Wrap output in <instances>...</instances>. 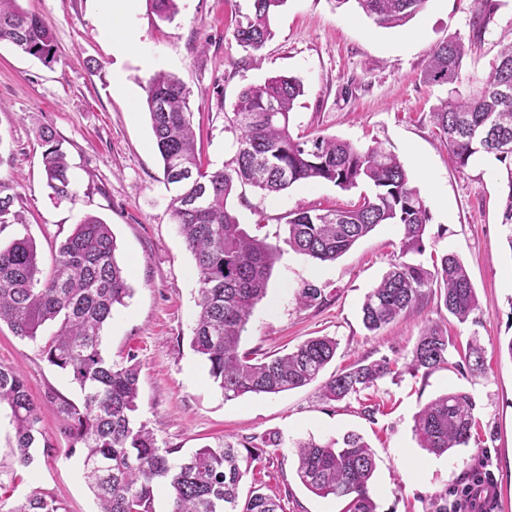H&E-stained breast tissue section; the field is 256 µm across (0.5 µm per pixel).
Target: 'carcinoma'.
Wrapping results in <instances>:
<instances>
[{
	"mask_svg": "<svg viewBox=\"0 0 512 512\" xmlns=\"http://www.w3.org/2000/svg\"><path fill=\"white\" fill-rule=\"evenodd\" d=\"M354 1L381 28L406 24L427 0H335L341 7ZM162 21L178 14V0H147ZM287 0H253V9L238 22L240 46L259 52L272 36V20ZM494 0H476L474 38L450 36L432 51L424 71L431 85H449L448 96L433 109V120L459 170L483 152L504 166L505 205L502 223L512 225V42L503 44L485 77L472 79L463 94L459 82L465 57L475 38L493 20ZM49 65L56 58L53 29L20 0H0V42ZM146 106L152 133L163 162L164 181L172 192L169 207L187 249L195 259L198 312L191 346L208 366L224 398L278 394L318 379L335 357L336 340L310 338L282 355L258 356L240 350L242 333L253 309L267 295L279 249L248 234L228 207L237 186L250 185L267 195L295 184L324 182L350 191L364 182L371 194L359 196L346 208L299 207L288 213L287 243L295 252L319 262L334 261L380 224L403 227L401 255L422 253L429 221L424 200L410 185L404 164L377 145L361 150L352 143L324 135L293 137L290 113L304 94L302 80L275 76L240 91L232 111L224 113L237 132V150L223 168L205 165L196 148L190 90L175 76L156 72L149 79ZM47 185L57 198L73 196L65 154L53 133H42ZM0 179V224L8 223L15 195ZM116 238L110 225L87 215L58 246L48 273L40 268L34 242L23 237L0 247V324L14 335L36 340L40 330L54 326L42 352L47 361L67 372L81 393L77 402L54 390L43 403L64 420L69 454H79L83 476L100 512H155L159 487L168 489L170 512H282L280 499L251 487L241 495L248 476L256 475L267 448L224 440L205 445L177 463L171 450L157 444L155 433L136 422L139 373L134 365H118L104 357L102 331L132 289L115 257ZM428 296L464 323L477 308L475 288L463 261L454 253L432 259V268L398 261L366 295L362 323L371 334ZM455 341L441 326L422 329L405 371L426 378L448 364ZM463 362L468 372H484L483 349L469 343ZM394 373L387 359L359 362L332 375L322 386L329 401L357 395ZM11 410L15 428L12 455L22 467L34 461V451L49 455L55 446L42 425L41 405L28 392L23 377L0 365V405ZM475 403L460 391L443 393L425 404L415 417L420 447L441 455L468 447L475 425ZM296 474L312 493L333 496L340 512H379L370 494L376 462L371 447L357 433L327 442L312 438L295 444ZM57 501L34 492L9 506L0 495V512H60Z\"/></svg>",
	"mask_w": 512,
	"mask_h": 512,
	"instance_id": "1",
	"label": "carcinoma"
}]
</instances>
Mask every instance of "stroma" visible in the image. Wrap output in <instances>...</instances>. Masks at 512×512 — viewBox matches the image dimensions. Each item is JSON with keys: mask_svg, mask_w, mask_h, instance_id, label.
Here are the masks:
<instances>
[{"mask_svg": "<svg viewBox=\"0 0 512 512\" xmlns=\"http://www.w3.org/2000/svg\"><path fill=\"white\" fill-rule=\"evenodd\" d=\"M252 0H179L172 21H160L147 0H138L137 50L121 53L100 33L98 0H23L24 9L51 25L56 59L43 64L7 42L0 43V178L16 195L21 223L0 226V244L28 237L43 267L87 214L111 224L116 257L125 267L133 295L118 308L102 337L104 355L139 367V418L153 428L160 447L180 460L224 437L262 445L278 435L261 465L267 494L279 496L284 512H339L334 497L308 491L296 476L294 446L314 437H364L375 452L370 492L380 512H429V499L468 484L474 473L491 471L493 493L512 512V227L502 222L503 172L491 156L457 170L433 124L432 110L446 97L444 85L424 82L433 48L449 36L473 35L474 0H427L405 25L385 29L350 0H287L273 23L274 35L261 63L236 41L237 20ZM512 41V0H498L492 23L468 56L461 81L487 74L500 44ZM158 71L191 91L197 144L203 162L222 167L236 151L225 112L239 92L278 75L304 83L290 114L295 135L324 134L366 148L375 143L404 163L411 184L429 211L425 250L418 260L453 252L463 260L479 307L466 323L438 311L428 298L393 323L370 334L362 324L367 293L400 257L403 231L381 224L331 262L295 253L286 242V222L297 206H346L359 190L329 183L296 184L274 195L246 186L228 205L249 233L280 249L266 298L256 306L241 347L285 353L315 336L337 341L326 374L383 358L403 366L425 325L436 323L453 336L457 349L446 367L429 377L403 372L340 401L323 399L321 381L272 395L225 399L190 341L197 312L195 260L168 208L163 164L145 107V86ZM124 88L115 91L114 76ZM52 128L71 166L70 199H54L46 185L38 138ZM321 290L309 307L296 302L305 284ZM478 338L484 374L474 377L460 352ZM41 341L14 336L0 324V364L19 372L35 400L47 389L79 400L68 374L50 365ZM471 394L477 425L468 447L440 456L420 448L414 418L436 396ZM9 409L0 410V483L12 500L34 491L55 498L63 512H97L76 457L68 452L63 420L43 408L42 424L55 451L17 466L11 453L14 431Z\"/></svg>", "mask_w": 512, "mask_h": 512, "instance_id": "stroma-1", "label": "stroma"}]
</instances>
